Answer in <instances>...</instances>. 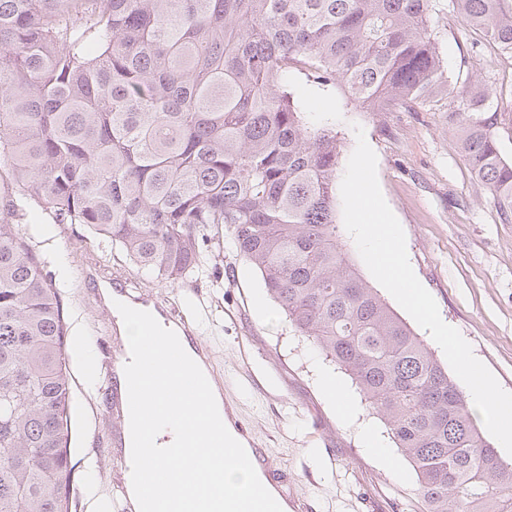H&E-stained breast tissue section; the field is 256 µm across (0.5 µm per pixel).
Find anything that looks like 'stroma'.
Listing matches in <instances>:
<instances>
[{"mask_svg": "<svg viewBox=\"0 0 512 512\" xmlns=\"http://www.w3.org/2000/svg\"><path fill=\"white\" fill-rule=\"evenodd\" d=\"M431 24L449 96L429 97L393 112H364L340 87L320 89L294 75L288 89L306 111L328 118L344 136L343 157L356 147L355 127L377 156L383 196L406 235L411 266L435 298L442 320L459 330L475 356L512 392V222L474 176L460 142L470 123L488 125L512 162V58L498 55L477 31H463L450 0H432ZM19 231L55 273L66 305L69 373L74 395L72 456L86 492L70 512H91L88 496L106 500L120 473L107 439L117 421L99 394L104 358L101 309L70 274L101 263L182 311L203 304L199 322L223 396L312 512H419L416 474L407 461L392 471L366 452L357 425L385 426L353 396L356 420L343 421L323 393L326 361L297 336L267 295L258 273L228 233L213 229L195 275L175 283L143 276L125 253L92 243L69 225L33 218Z\"/></svg>", "mask_w": 512, "mask_h": 512, "instance_id": "stroma-1", "label": "stroma"}]
</instances>
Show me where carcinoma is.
Returning a JSON list of instances; mask_svg holds the SVG:
<instances>
[{
  "instance_id": "obj_1",
  "label": "carcinoma",
  "mask_w": 512,
  "mask_h": 512,
  "mask_svg": "<svg viewBox=\"0 0 512 512\" xmlns=\"http://www.w3.org/2000/svg\"><path fill=\"white\" fill-rule=\"evenodd\" d=\"M512 56V0H452ZM431 0H0V512H68L67 323L13 221L36 207L175 283L224 225L293 331L344 370L417 476L420 512H512V461L343 243V137L288 92L303 74L364 112L447 91ZM461 153L512 218V163Z\"/></svg>"
}]
</instances>
